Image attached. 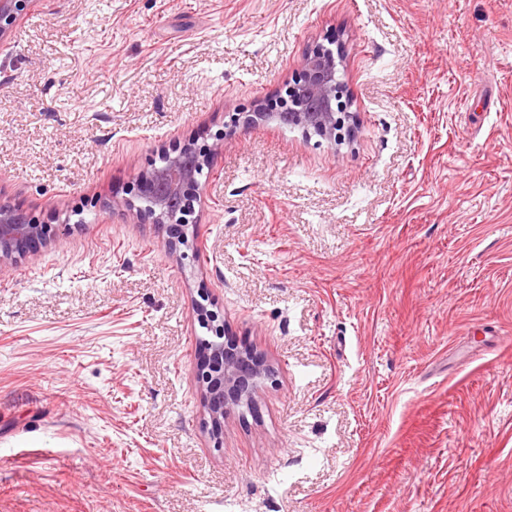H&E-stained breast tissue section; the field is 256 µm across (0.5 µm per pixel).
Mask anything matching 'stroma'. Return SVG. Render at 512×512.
I'll use <instances>...</instances> for the list:
<instances>
[{"label": "stroma", "instance_id": "35a3bbf8", "mask_svg": "<svg viewBox=\"0 0 512 512\" xmlns=\"http://www.w3.org/2000/svg\"><path fill=\"white\" fill-rule=\"evenodd\" d=\"M332 41L351 139L228 134ZM185 143L194 260L105 206ZM0 202V512H512V0H40ZM199 302L276 371L217 438ZM48 227L31 221L20 209L0 205V270L38 253L47 245Z\"/></svg>", "mask_w": 512, "mask_h": 512}]
</instances>
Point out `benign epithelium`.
<instances>
[{
  "mask_svg": "<svg viewBox=\"0 0 512 512\" xmlns=\"http://www.w3.org/2000/svg\"><path fill=\"white\" fill-rule=\"evenodd\" d=\"M39 0H0V42H5L20 17ZM340 50L319 45L303 61L301 72L288 87L281 112H249L242 125L275 122L298 127L333 144L351 135L350 113L342 101ZM164 163L138 181L133 200H111L132 217L162 224L173 230V244L182 245L183 259L196 258L188 226L194 202L200 198V175L208 155L191 145L162 153ZM48 227L31 221L20 209L0 205V268L8 262L38 253L47 245ZM275 375L268 359L253 346L215 330L212 340L201 343L199 379L203 407L212 432L219 435L230 409L257 412L259 388Z\"/></svg>",
  "mask_w": 512,
  "mask_h": 512,
  "instance_id": "7a95c632",
  "label": "benign epithelium"
}]
</instances>
